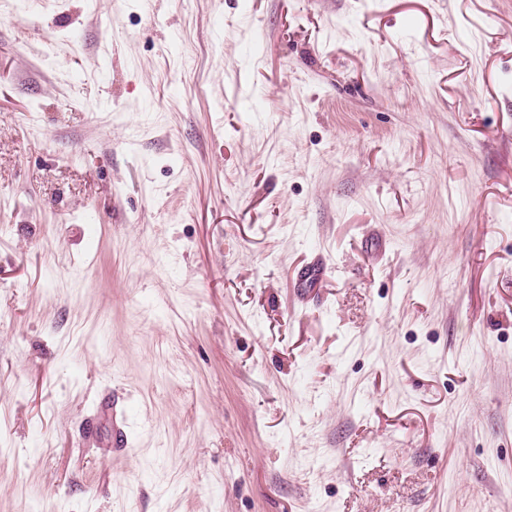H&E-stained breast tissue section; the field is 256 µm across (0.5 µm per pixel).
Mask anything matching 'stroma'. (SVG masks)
I'll return each mask as SVG.
<instances>
[{
	"label": "stroma",
	"instance_id": "35a3bbf8",
	"mask_svg": "<svg viewBox=\"0 0 512 512\" xmlns=\"http://www.w3.org/2000/svg\"><path fill=\"white\" fill-rule=\"evenodd\" d=\"M0 512H512V0H0ZM325 274V266L319 258L302 266L296 277V287L303 299L308 297L311 288H316Z\"/></svg>",
	"mask_w": 512,
	"mask_h": 512
}]
</instances>
